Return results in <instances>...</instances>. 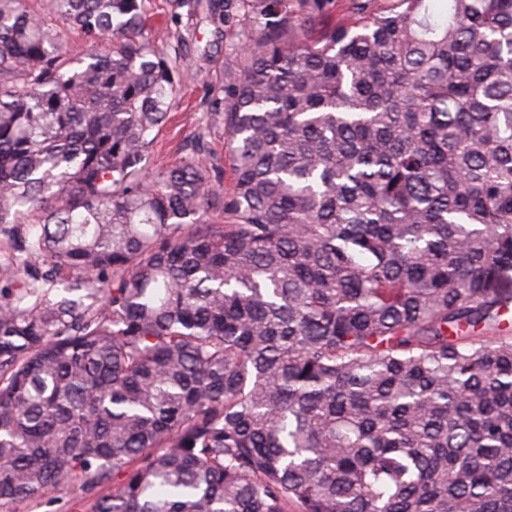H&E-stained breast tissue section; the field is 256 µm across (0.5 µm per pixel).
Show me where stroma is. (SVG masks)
<instances>
[{
    "instance_id": "obj_1",
    "label": "stroma",
    "mask_w": 512,
    "mask_h": 512,
    "mask_svg": "<svg viewBox=\"0 0 512 512\" xmlns=\"http://www.w3.org/2000/svg\"><path fill=\"white\" fill-rule=\"evenodd\" d=\"M228 12L229 19L218 23L195 0H151L145 29L159 51L175 61L178 71V96L154 144L150 166L175 164L201 141L219 164L221 182L227 188L233 176L224 164V126L214 106L224 68L233 61L231 45L241 16L235 6ZM18 512L92 510L77 487L66 486L32 505H19Z\"/></svg>"
}]
</instances>
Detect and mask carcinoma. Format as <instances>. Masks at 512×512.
Returning <instances> with one entry per match:
<instances>
[{
  "mask_svg": "<svg viewBox=\"0 0 512 512\" xmlns=\"http://www.w3.org/2000/svg\"><path fill=\"white\" fill-rule=\"evenodd\" d=\"M148 2L0 0V512H512V0H240L228 191ZM91 502L74 486L52 491L33 503L31 508L24 503L16 506L19 512H92Z\"/></svg>",
  "mask_w": 512,
  "mask_h": 512,
  "instance_id": "cac0c4a2",
  "label": "carcinoma"
}]
</instances>
